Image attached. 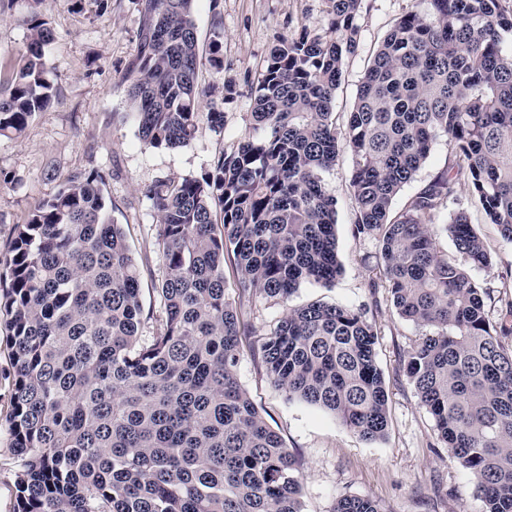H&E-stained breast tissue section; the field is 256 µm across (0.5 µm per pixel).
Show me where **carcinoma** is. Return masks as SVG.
<instances>
[{"mask_svg": "<svg viewBox=\"0 0 512 512\" xmlns=\"http://www.w3.org/2000/svg\"><path fill=\"white\" fill-rule=\"evenodd\" d=\"M330 32L279 37L254 97L255 136L199 178L149 189L165 269L150 336L139 268L97 169L70 176L0 256V315L13 343L9 416L22 479L17 512H303L301 470L237 376L244 308L283 303L340 273L336 198L322 173L347 149L354 232L379 243L397 315L423 329L402 365L438 440L476 480L483 512H512V293L499 318L466 267L493 257L466 215L437 214L468 188L512 242V0H419L388 31L344 131L333 112L362 0H326ZM136 57L122 76L143 143L184 146L224 113L200 111L194 0H139ZM0 137L22 135L56 98L52 29L31 9ZM450 159L392 210L436 137ZM239 274L226 294L224 264ZM365 308L288 307L261 343L270 383L332 412L367 442L384 437L388 391ZM332 512H384L342 496Z\"/></svg>", "mask_w": 512, "mask_h": 512, "instance_id": "obj_1", "label": "carcinoma"}]
</instances>
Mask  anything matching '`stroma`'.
<instances>
[{
	"mask_svg": "<svg viewBox=\"0 0 512 512\" xmlns=\"http://www.w3.org/2000/svg\"><path fill=\"white\" fill-rule=\"evenodd\" d=\"M418 0H363L355 17L358 49L345 58L341 83L333 101L337 126H344L358 87L390 27ZM38 8L54 33L48 53L56 100L36 114L18 138H0V252L16 225L53 195L69 175L91 168L106 178L112 216L128 232L132 254L141 271L143 306L159 310L156 288L164 276L154 210L147 188L163 178L202 176L214 157L234 150L253 132V99L257 81L278 35L299 29L325 34L329 16L325 0H195L194 20L203 62L199 82L208 95L202 111L224 115L221 131L203 129L196 139L176 149H153L140 139L120 80L137 53L138 0H0V89H7L16 53L28 31L22 23ZM223 43L224 69L207 61L214 39ZM450 151L445 137L432 144L415 179L395 199L396 206L426 186L445 168ZM351 155L341 152L323 175L337 200V246L342 272L330 285L304 283L288 303L257 298L246 318L252 326L243 337L238 378L268 425L283 438L300 463L304 512H331L343 495L367 496L385 512H482L475 480L440 445L434 421L419 403L401 358L422 337V328L402 320L384 289H373L378 273L376 240L354 234L355 203L349 183ZM466 212L493 254L487 268L471 269L485 290L490 319H497L499 300L512 286V243L487 222L477 201L462 189L444 202L439 220L450 223ZM320 300L351 308L367 307L379 333L377 362L388 390V428L383 439L362 441L334 414L288 399L270 383L259 352L264 334L283 316L286 306ZM15 373L8 331L0 321V512H15L21 469L8 430L11 383Z\"/></svg>",
	"mask_w": 512,
	"mask_h": 512,
	"instance_id": "obj_1",
	"label": "stroma"
}]
</instances>
